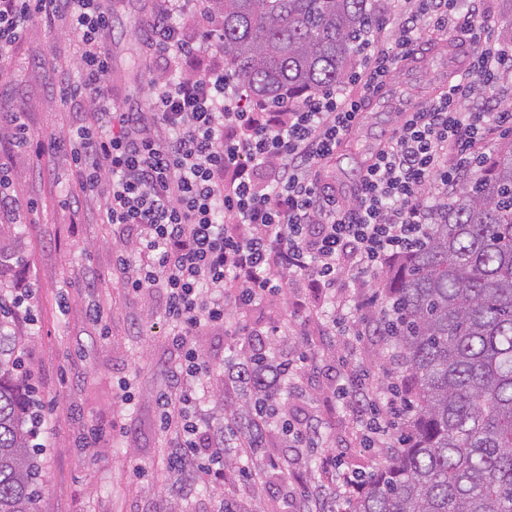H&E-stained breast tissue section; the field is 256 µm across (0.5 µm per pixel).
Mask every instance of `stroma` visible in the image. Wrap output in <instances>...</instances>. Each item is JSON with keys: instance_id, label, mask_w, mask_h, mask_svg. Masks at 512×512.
Here are the masks:
<instances>
[{"instance_id": "stroma-1", "label": "stroma", "mask_w": 512, "mask_h": 512, "mask_svg": "<svg viewBox=\"0 0 512 512\" xmlns=\"http://www.w3.org/2000/svg\"><path fill=\"white\" fill-rule=\"evenodd\" d=\"M150 12L151 0H112V94L128 109L148 108L152 75L142 42ZM417 37V63L395 64L384 93L369 100L345 146L321 164L343 200H352L361 169L406 113L447 90L448 72L459 63L436 54V45L453 38L477 46L474 33L460 28L443 34L423 28ZM75 46L63 24L31 29L0 62V112H20L30 131L45 138L86 122V113L59 97L61 71L72 65ZM12 135L0 128V170L8 172L10 191L24 206L14 248L26 262L13 268L9 281L32 294L14 330L25 339V368L43 416L45 485L38 512H221L227 501L237 512H296V504L314 508L330 498L337 470L365 478L384 462L385 449L361 445L353 412L334 394L338 359L365 369L373 385L390 375L406 380L403 360L375 336L343 341L329 317L331 295L317 297L319 312L309 314L299 305L306 283L293 277L278 298L248 315L229 310L224 324L195 344L210 360L209 386L225 363L237 361L251 330L280 327L279 352L314 359L294 375L288 417L308 423L316 447L287 448L277 438L259 456L239 451V465L259 473L256 481L204 485L189 472L173 475L157 404L179 363L164 293L126 287L113 257L127 237L100 222L97 200L66 204L74 187L66 157L12 147ZM95 305L102 310L98 322L89 315ZM90 424L103 435L86 448L81 433Z\"/></svg>"}]
</instances>
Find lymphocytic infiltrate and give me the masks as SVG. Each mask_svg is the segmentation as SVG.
<instances>
[{
	"instance_id": "1",
	"label": "lymphocytic infiltrate",
	"mask_w": 512,
	"mask_h": 512,
	"mask_svg": "<svg viewBox=\"0 0 512 512\" xmlns=\"http://www.w3.org/2000/svg\"><path fill=\"white\" fill-rule=\"evenodd\" d=\"M483 3L409 0L396 56L367 40L347 84L269 110L249 107L248 89L235 83L223 47L211 40L214 21L203 0H157L143 40L157 78L148 111L131 112L112 99V0H0V59L37 24L62 18L77 37L78 78L63 80L59 93L87 105L89 121L48 140L34 137L16 112H1L0 125H12L20 145L67 154L76 196L100 199L102 223L123 227L139 246L138 256L116 257L126 286L164 291L181 352L171 388L158 397L173 472L224 474L223 449L200 433L205 362L188 343L223 324L220 289L230 288L241 309L277 297L286 274L324 292L347 281L367 287L426 240L438 209L424 203L425 192L448 195L486 162L488 136L512 124L511 112L460 106L476 87L494 88L512 61V47L487 43L446 94L408 113L366 169L353 203L341 204L315 170L352 131L395 60L414 54L419 23L437 30L480 24ZM349 379L337 395L352 406L361 444L394 447L412 412L408 392L394 381L365 385L355 370Z\"/></svg>"
}]
</instances>
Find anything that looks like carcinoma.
<instances>
[{
	"instance_id": "carcinoma-1",
	"label": "carcinoma",
	"mask_w": 512,
	"mask_h": 512,
	"mask_svg": "<svg viewBox=\"0 0 512 512\" xmlns=\"http://www.w3.org/2000/svg\"><path fill=\"white\" fill-rule=\"evenodd\" d=\"M224 63L253 99L299 105L345 81L380 23L377 0H212ZM14 256L0 231V512H37L38 403L13 332L4 281ZM393 318L382 338L399 349L414 395L406 444L364 482L351 512H512V140L459 184L429 239L380 278ZM246 399L225 410L258 453L261 406L286 423L282 369L253 347Z\"/></svg>"
}]
</instances>
